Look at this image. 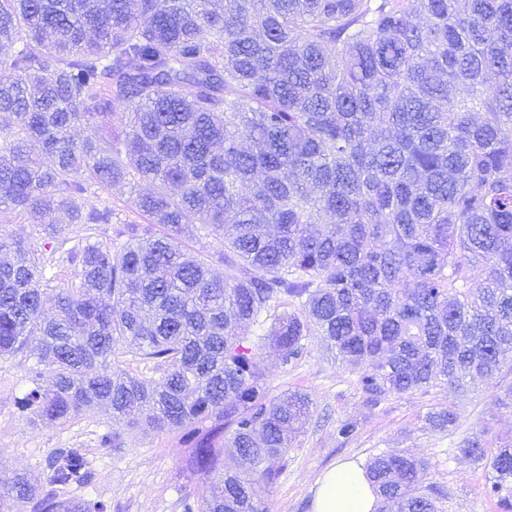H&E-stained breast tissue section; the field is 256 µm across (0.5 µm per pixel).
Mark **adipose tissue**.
I'll use <instances>...</instances> for the list:
<instances>
[{
	"instance_id": "adipose-tissue-1",
	"label": "adipose tissue",
	"mask_w": 512,
	"mask_h": 512,
	"mask_svg": "<svg viewBox=\"0 0 512 512\" xmlns=\"http://www.w3.org/2000/svg\"><path fill=\"white\" fill-rule=\"evenodd\" d=\"M316 486L312 512H375V491L363 469L351 463H337Z\"/></svg>"
}]
</instances>
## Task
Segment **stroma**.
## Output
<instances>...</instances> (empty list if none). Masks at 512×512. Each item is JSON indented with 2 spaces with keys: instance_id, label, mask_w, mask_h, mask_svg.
Here are the masks:
<instances>
[{
  "instance_id": "35a3bbf8",
  "label": "stroma",
  "mask_w": 512,
  "mask_h": 512,
  "mask_svg": "<svg viewBox=\"0 0 512 512\" xmlns=\"http://www.w3.org/2000/svg\"><path fill=\"white\" fill-rule=\"evenodd\" d=\"M150 189V183L141 180L116 184L97 190L93 201L112 207L119 221L129 222L137 218L133 199ZM261 360L271 396L299 391L313 402L279 481L260 492L270 512H310L316 480L325 470L340 461L362 466L383 451L428 461L422 482L434 488L441 512H505L497 499L485 494L484 465L459 454L458 446L473 433L488 449L512 442V408L499 402L501 387L512 384V352L504 357L500 382L478 381L464 392L441 385L393 394L376 405L368 402L357 374L336 360L320 337H309L302 357L290 364H282L269 349ZM28 386L23 364L0 359V472L25 474L35 485L39 464L50 449L82 448L95 473L88 492L110 500L112 512H182L184 495L198 500L211 495L210 484L183 475L186 447L179 432L135 430L123 447L106 448L100 437L116 426L108 415L81 411L62 427L36 426L20 417L16 401ZM448 407L456 413L455 428L434 430L428 413ZM345 420L357 424L356 436L346 442L336 435Z\"/></svg>"
}]
</instances>
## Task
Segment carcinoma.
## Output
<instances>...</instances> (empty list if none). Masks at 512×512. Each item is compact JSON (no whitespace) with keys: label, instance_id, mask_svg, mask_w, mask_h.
I'll use <instances>...</instances> for the list:
<instances>
[{"label":"carcinoma","instance_id":"obj_1","mask_svg":"<svg viewBox=\"0 0 512 512\" xmlns=\"http://www.w3.org/2000/svg\"><path fill=\"white\" fill-rule=\"evenodd\" d=\"M0 46V197L76 270L52 287L36 252L0 234V356L40 351L20 416L62 426L85 409L179 431L194 442L184 471L214 485L182 512H268L257 488L312 402L270 397L260 350L287 364L320 336L373 403L501 373L512 0H0ZM136 176L154 186L132 202L143 223L109 244L77 234L116 217L93 188ZM190 220L223 249H184ZM459 452L512 502L511 443L467 436ZM424 467L373 456L377 512H440ZM41 471L40 493L1 478L0 512H110L67 493L91 480L85 449H52Z\"/></svg>","mask_w":512,"mask_h":512}]
</instances>
